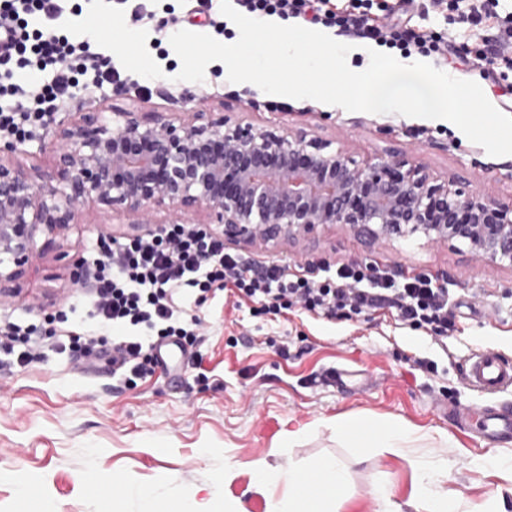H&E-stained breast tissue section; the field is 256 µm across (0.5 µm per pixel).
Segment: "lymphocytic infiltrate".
<instances>
[{"mask_svg":"<svg viewBox=\"0 0 512 512\" xmlns=\"http://www.w3.org/2000/svg\"><path fill=\"white\" fill-rule=\"evenodd\" d=\"M68 9L82 12L67 0H0V133L25 141L75 90L119 83V72L94 42L76 43L61 33L57 22ZM322 21L407 55L438 49L435 39L412 40L398 26L374 27L351 13L328 11ZM25 68L47 73L48 83L22 86L15 72ZM95 263L89 316L127 333L110 340L70 334L58 337L57 344L84 358L108 359L135 375L159 343H196V334L182 325L185 304H203L216 291L231 292L237 303L254 304L262 314L278 315L296 306L324 317L388 308L401 322L439 336L449 326L448 290L430 279L401 282L385 271L369 278L353 265L301 276L285 266L256 265L225 252L223 240L198 224H170L156 233L102 244ZM34 332L14 322L0 325V368L22 366L34 357L39 347Z\"/></svg>","mask_w":512,"mask_h":512,"instance_id":"f902f5d3","label":"lymphocytic infiltrate"}]
</instances>
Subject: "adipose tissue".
Listing matches in <instances>:
<instances>
[{
  "label": "adipose tissue",
  "instance_id": "1",
  "mask_svg": "<svg viewBox=\"0 0 512 512\" xmlns=\"http://www.w3.org/2000/svg\"><path fill=\"white\" fill-rule=\"evenodd\" d=\"M337 431L353 448H380L383 451L401 455L415 439V432L396 420L367 421L357 423L340 420ZM418 476L419 512H449L448 498L440 487L445 474L439 466L422 459L411 462ZM320 483H310L307 476L295 469H275L259 461L255 464L257 484L266 488L286 484L288 499L280 512H335V503L346 485V473L336 459L328 457L317 462Z\"/></svg>",
  "mask_w": 512,
  "mask_h": 512
}]
</instances>
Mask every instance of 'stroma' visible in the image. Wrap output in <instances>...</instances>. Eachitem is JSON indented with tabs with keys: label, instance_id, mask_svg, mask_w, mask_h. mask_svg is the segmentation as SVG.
Wrapping results in <instances>:
<instances>
[{
	"label": "stroma",
	"instance_id": "35a3bbf8",
	"mask_svg": "<svg viewBox=\"0 0 512 512\" xmlns=\"http://www.w3.org/2000/svg\"><path fill=\"white\" fill-rule=\"evenodd\" d=\"M200 7V0H150V17L126 23L121 41L98 34V50L123 84L77 92L56 120L91 112L108 124L116 106L185 120L221 112L234 122L329 142L359 162L398 155L434 178L512 199V155H488L450 122L278 100L254 84L229 82L219 61L208 65L203 82L178 80L181 62L170 36L188 27L190 17L194 31L216 34L213 24L223 18L218 0L207 15ZM368 18L373 26L394 20L411 35L436 36L442 51L428 63L477 82L495 107L512 115V51H498L503 29L512 26V0H498L477 19L466 0H444L438 8L432 0H373ZM485 56L494 65L482 64ZM54 130V123L38 128L8 162L35 176L51 171ZM130 221L90 206L19 279L16 293L0 300V321L37 326L42 345L39 359L0 374V512H38L44 502L53 512H140V502L124 496V482L152 493L159 512H195L197 500L219 512L227 499L241 512H274L286 489L260 488L253 463L310 474L325 456L336 457L347 476L336 512H376L378 482L388 484L400 512H415L417 481L408 458L348 447L336 430L340 417L393 418L422 432L412 453L447 467L443 489L453 512H512L506 479L483 464L491 453L512 456V441L482 440L475 423L461 426L448 415L454 408L512 404V395L489 398L470 389L462 373L465 358L480 346L512 358V268L476 260L462 244L417 238L371 244L340 224L293 244L228 241V251L299 274L347 264L386 269L400 280H436L448 289L454 327L440 340L387 310L351 318L258 315L220 293L195 308L199 338L175 377L156 365L130 383L109 366L57 350L45 318L61 305L77 333L112 335V327L87 317V287L72 281L69 264L78 256L92 266L101 239L121 236ZM337 369L355 371L357 384L324 382ZM435 431L448 433L449 445L432 441Z\"/></svg>",
	"mask_w": 512,
	"mask_h": 512
}]
</instances>
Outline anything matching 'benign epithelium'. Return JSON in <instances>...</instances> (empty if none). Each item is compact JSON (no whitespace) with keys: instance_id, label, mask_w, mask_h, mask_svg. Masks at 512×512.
Here are the masks:
<instances>
[{"instance_id":"1","label":"benign epithelium","mask_w":512,"mask_h":512,"mask_svg":"<svg viewBox=\"0 0 512 512\" xmlns=\"http://www.w3.org/2000/svg\"><path fill=\"white\" fill-rule=\"evenodd\" d=\"M56 167L38 184L0 161V296L92 201L150 223L175 207L210 211L224 238L281 244L336 224L371 242H458L512 267V202L437 181L395 156L359 163L341 148L273 126L115 108L112 125L78 112L55 130Z\"/></svg>"}]
</instances>
